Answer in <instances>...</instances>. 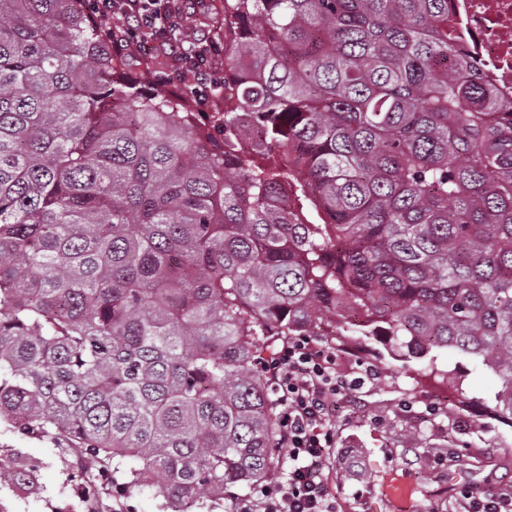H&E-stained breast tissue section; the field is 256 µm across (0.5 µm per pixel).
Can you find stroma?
Listing matches in <instances>:
<instances>
[{
  "label": "stroma",
  "mask_w": 512,
  "mask_h": 512,
  "mask_svg": "<svg viewBox=\"0 0 512 512\" xmlns=\"http://www.w3.org/2000/svg\"><path fill=\"white\" fill-rule=\"evenodd\" d=\"M336 349V371L377 378L339 397L328 489L342 512H452L456 494L512 491V424L463 407L419 362ZM0 458L35 469L39 489L25 495L0 483V512H171L149 492L119 501L88 500L77 477L88 461L59 438L25 437L0 425Z\"/></svg>",
  "instance_id": "obj_1"
}]
</instances>
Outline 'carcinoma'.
Here are the masks:
<instances>
[{"instance_id":"carcinoma-1","label":"carcinoma","mask_w":512,"mask_h":512,"mask_svg":"<svg viewBox=\"0 0 512 512\" xmlns=\"http://www.w3.org/2000/svg\"><path fill=\"white\" fill-rule=\"evenodd\" d=\"M82 2L0 0V422L89 499L197 512L280 473L266 337L356 336L512 421V101L453 0H223L199 123ZM464 387L471 395L491 394L499 387V379L493 373L486 370H475L469 366L465 373Z\"/></svg>"}]
</instances>
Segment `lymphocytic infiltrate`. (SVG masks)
<instances>
[{
  "mask_svg": "<svg viewBox=\"0 0 512 512\" xmlns=\"http://www.w3.org/2000/svg\"><path fill=\"white\" fill-rule=\"evenodd\" d=\"M181 0H85L94 17L121 14L126 26L109 31L116 54L141 49L170 51L171 65L162 80L190 88L200 99L224 84L216 65L218 43L184 38ZM282 408L280 444L288 450L286 480L263 486L242 512H338L323 475L336 445L331 424L337 396L354 388V381L336 374L332 347L307 336L285 340L265 366Z\"/></svg>",
  "mask_w": 512,
  "mask_h": 512,
  "instance_id": "1",
  "label": "lymphocytic infiltrate"
}]
</instances>
